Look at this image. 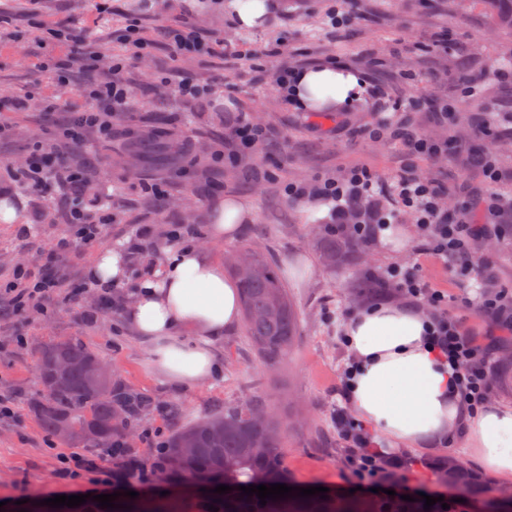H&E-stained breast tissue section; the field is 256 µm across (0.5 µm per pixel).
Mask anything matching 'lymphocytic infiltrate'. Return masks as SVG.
<instances>
[{"label":"lymphocytic infiltrate","instance_id":"1","mask_svg":"<svg viewBox=\"0 0 512 512\" xmlns=\"http://www.w3.org/2000/svg\"><path fill=\"white\" fill-rule=\"evenodd\" d=\"M50 36L67 43L70 48L67 61L56 67L60 83L70 85V66L80 64L91 74L82 93L99 101L100 106L94 110H71L66 123L55 134V143L34 141L28 151L27 162L21 166L6 165L4 172L15 187L25 193L37 192L47 186L63 189L67 222L72 224L78 239L93 242L99 240L103 225L111 223L112 209L100 200L92 205L86 203L78 191L83 176L77 168L59 158L57 144L62 140L79 144L90 132L110 133L113 113L130 109L131 88L122 76L125 63L110 62L106 72H99L98 64L91 58L84 41L72 38L62 29L51 30ZM364 134L372 140L402 141L407 154L414 158L434 160L446 151L443 143L416 133L399 120L365 129ZM482 164L485 173L483 185L468 192L459 214L453 218L449 217L445 207L450 192L448 185L418 173L411 165L386 178L369 168L354 167L341 176L315 179L310 185L288 184L285 192L292 201L313 196L331 203L335 223L343 224L349 216H356L353 235L364 242L374 240L391 218L403 213L411 214L419 228L423 249L439 257L450 272L466 278L476 269L470 251L471 241L498 234L501 225L512 223V205H504L498 190L500 177L494 154H486ZM385 279L402 300L429 307L431 345L453 367L458 393L464 404L473 410L482 407L488 400L491 377L481 361L497 349L499 333H512V295L500 291L481 299L480 309L491 316L496 330L495 336L482 345L470 336L460 319L449 315L447 298L433 289L417 268H389ZM339 427L349 447L346 452L348 475L337 485V494H348L351 488L357 487L362 495L372 494L380 503L390 504L395 496L414 498L423 492L443 497L450 512H470V504L455 502L445 487L434 486L422 491L418 486L397 479L398 460L370 451L365 436L356 432L347 418H340ZM106 456L115 462L109 471L101 466ZM101 470L106 476L97 481L95 494L122 493L132 488L141 493L154 489L164 474V463L159 456L153 462H143L131 456L122 442L117 441L103 455L74 454L70 465L59 470L58 480L67 490L74 487L81 473Z\"/></svg>","mask_w":512,"mask_h":512}]
</instances>
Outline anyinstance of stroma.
Listing matches in <instances>:
<instances>
[{
    "mask_svg": "<svg viewBox=\"0 0 512 512\" xmlns=\"http://www.w3.org/2000/svg\"><path fill=\"white\" fill-rule=\"evenodd\" d=\"M226 0H164L160 11L142 22L151 51L133 62L130 111L112 118V136H87L76 148L64 145L67 160L83 168L93 193H112V222L102 242L131 252L133 278L158 268L177 248L174 225L192 230V243L204 245L216 261L243 247L264 251L277 268L286 261L309 262V276L285 277L300 316L298 340L282 365L257 355L243 323L225 330L219 346L220 374L196 386L168 383L150 367L149 355L122 318L116 293L102 294L89 283L87 269L97 249L76 240L66 224L57 191L46 189L33 202L17 199L34 236L22 241L12 224H0V285L13 280L15 267L58 279L60 286L42 311L15 315L0 306V400L11 412L0 417V512L18 500H46L60 490L57 468L77 447L45 433L30 409L39 392L38 346L66 337L94 350L123 387L147 396L152 405L134 423L133 450L151 461L155 446L175 425H189L224 407L262 400L279 416L281 455L291 482L300 488H335L347 472L336 414L348 410L343 396L351 354L343 340L350 313L368 305L357 289L364 273L384 275L391 266L418 267L422 276L448 296V311L474 335L488 329L478 307L481 291L512 290V230L477 239L475 256L486 260L467 284L446 265L421 253L418 230L399 217L390 234L360 246L334 266L322 263L319 241L330 208L316 198L289 202L284 188L321 175H341L366 166L387 176L407 161L401 143L370 141L363 131L381 121L376 103L362 98L347 112H301L286 106L271 74L279 65L304 66L327 60L363 74L390 99L411 129L447 141L442 164L416 159L420 172L455 188L484 182L479 157L493 149L502 172L503 193L512 192V33L502 32L477 5L457 10L448 0H276L261 29L240 27ZM143 8L142 0H106L94 10L89 0H0V125L10 138L0 141V163L18 161L30 144L53 134L62 113L15 110L13 102H36L59 94L43 62L67 54L65 44L46 39L49 29L70 32L89 44L101 65L129 55L126 27ZM350 12V22L332 27L329 10ZM191 23L210 41L212 53L172 57L165 45L168 28ZM447 40L445 53L432 49ZM191 74L204 91L188 102L159 79L174 71ZM497 78H487V71ZM453 110L441 116L439 107ZM250 115L271 132L269 143L241 151L225 137L228 111ZM485 122L483 135L474 120ZM250 199L252 221L237 239L206 240L214 203L226 196Z\"/></svg>",
    "mask_w": 512,
    "mask_h": 512,
    "instance_id": "1",
    "label": "stroma"
}]
</instances>
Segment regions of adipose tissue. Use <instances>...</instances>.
Listing matches in <instances>:
<instances>
[{
  "mask_svg": "<svg viewBox=\"0 0 512 512\" xmlns=\"http://www.w3.org/2000/svg\"><path fill=\"white\" fill-rule=\"evenodd\" d=\"M360 75L337 64L301 69L295 87L305 112L335 111L357 100ZM252 203L228 196L211 211L208 234L235 239L251 222ZM128 249L106 246L87 272L103 290L129 286L124 319L149 347L155 371L179 386L219 373L215 345L236 324L237 289L224 267L198 246L174 250L157 270L129 280ZM425 313L401 304L355 311L344 326L352 365L346 379L351 410L375 445L422 449L461 444L485 471L512 481V404L470 412L457 393L446 359L429 343Z\"/></svg>",
  "mask_w": 512,
  "mask_h": 512,
  "instance_id": "1",
  "label": "adipose tissue"
}]
</instances>
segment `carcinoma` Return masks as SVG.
<instances>
[{"label": "carcinoma", "mask_w": 512, "mask_h": 512, "mask_svg": "<svg viewBox=\"0 0 512 512\" xmlns=\"http://www.w3.org/2000/svg\"><path fill=\"white\" fill-rule=\"evenodd\" d=\"M499 28L512 31V0H477ZM360 241L345 229L341 238L331 236L320 244V257L328 266L354 255ZM239 284L247 336L269 365L280 363L297 340L299 317L288 297V289L278 279L273 262L257 252L251 268L234 273ZM100 357L71 339L63 338L43 344L39 371L42 394L31 400V411L42 429L57 436L58 424L66 420L76 428L79 444L94 447L124 437L132 420L144 411L148 400L116 382L95 388L84 366ZM69 363L68 375L58 380L52 373L56 363ZM266 414L267 421L253 420L250 412ZM280 427L279 421L259 403L228 406L224 411L185 427H177L165 442L167 467L211 489L219 485L232 488L249 485L289 484L283 468L282 441L270 433ZM448 484L465 494L479 497L487 492L483 480L458 465L441 469ZM114 503L119 509L99 507L94 512H185L183 500L139 495L132 499L119 496ZM385 512L383 506L364 497H338L315 494L307 498L292 496L273 501L253 495L219 494L211 491L197 504V512Z\"/></svg>", "instance_id": "obj_1"}]
</instances>
